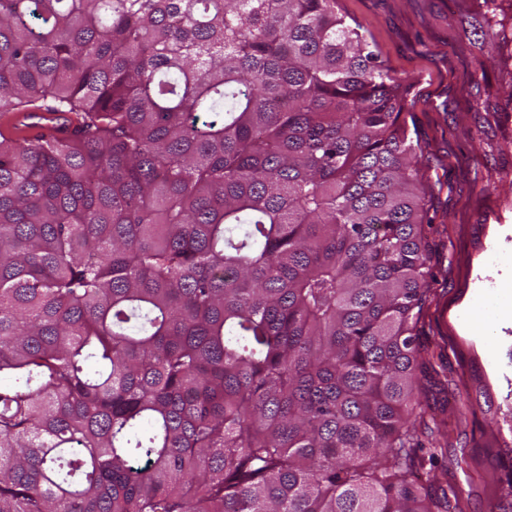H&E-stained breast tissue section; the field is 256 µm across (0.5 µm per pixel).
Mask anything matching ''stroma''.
Returning <instances> with one entry per match:
<instances>
[{
	"label": "stroma",
	"instance_id": "obj_1",
	"mask_svg": "<svg viewBox=\"0 0 512 512\" xmlns=\"http://www.w3.org/2000/svg\"><path fill=\"white\" fill-rule=\"evenodd\" d=\"M337 8L410 81L404 118L432 187L425 233L435 277L419 331L439 384L432 414L451 434L434 432L448 448L425 465L422 482L434 495L455 485L468 512H490L493 480L512 474L491 456L512 444V320L496 316L512 297L495 284L512 277V65L483 58L466 31L474 0H338ZM482 92L497 111L478 110Z\"/></svg>",
	"mask_w": 512,
	"mask_h": 512
}]
</instances>
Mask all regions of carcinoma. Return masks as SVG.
I'll list each match as a JSON object with an SVG mask.
<instances>
[{"label": "carcinoma", "mask_w": 512, "mask_h": 512, "mask_svg": "<svg viewBox=\"0 0 512 512\" xmlns=\"http://www.w3.org/2000/svg\"><path fill=\"white\" fill-rule=\"evenodd\" d=\"M336 2L0 0V117L73 126L0 132V512H464L410 83Z\"/></svg>", "instance_id": "cac0c4a2"}]
</instances>
